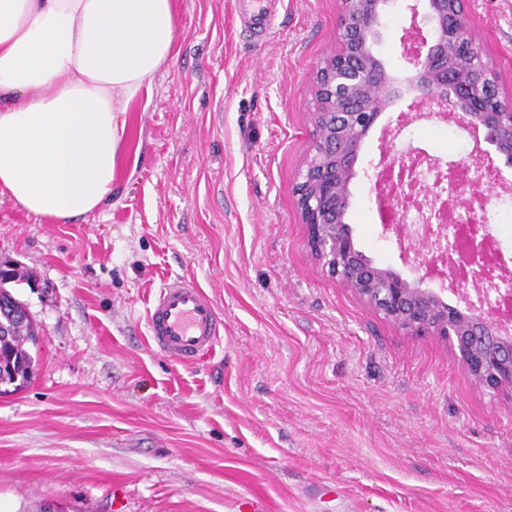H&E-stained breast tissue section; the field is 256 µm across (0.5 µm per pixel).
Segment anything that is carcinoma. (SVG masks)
Returning <instances> with one entry per match:
<instances>
[{"instance_id": "cac0c4a2", "label": "carcinoma", "mask_w": 512, "mask_h": 512, "mask_svg": "<svg viewBox=\"0 0 512 512\" xmlns=\"http://www.w3.org/2000/svg\"><path fill=\"white\" fill-rule=\"evenodd\" d=\"M32 275L20 269L0 271V311L20 309V301L5 288L11 281H30ZM37 344V329L32 318L21 326L6 332L0 330V386H11L18 390L25 386L34 374L38 359L26 348Z\"/></svg>"}]
</instances>
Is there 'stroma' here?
<instances>
[{
  "mask_svg": "<svg viewBox=\"0 0 512 512\" xmlns=\"http://www.w3.org/2000/svg\"><path fill=\"white\" fill-rule=\"evenodd\" d=\"M235 0H174L180 33L127 112L111 201L37 220L0 201V268L39 328L36 374L0 394V512H512V399L472 380L436 334L410 335L321 266L293 184L311 147L316 72L339 45L340 0H278L273 32ZM472 31L512 93V0H468ZM402 0L377 47L408 74ZM393 100L365 138L347 222L404 271L383 229L381 156H469L492 172L485 216L512 277V166L452 120ZM195 279L224 333L179 363L148 306Z\"/></svg>",
  "mask_w": 512,
  "mask_h": 512,
  "instance_id": "35a3bbf8",
  "label": "stroma"
}]
</instances>
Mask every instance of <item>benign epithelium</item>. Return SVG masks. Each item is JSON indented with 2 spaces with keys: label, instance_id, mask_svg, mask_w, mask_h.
I'll list each match as a JSON object with an SVG mask.
<instances>
[{
  "label": "benign epithelium",
  "instance_id": "7a95c632",
  "mask_svg": "<svg viewBox=\"0 0 512 512\" xmlns=\"http://www.w3.org/2000/svg\"><path fill=\"white\" fill-rule=\"evenodd\" d=\"M392 0H340L341 46L317 72L311 151L292 186L309 245L327 272L399 328L432 332L448 341L476 382L512 393V294L498 291L502 258L485 216L489 171L480 163L430 160L435 187L414 177L417 156L380 158L370 179L378 195L400 209L430 212L427 254L414 252L404 275L373 262L354 241L346 222L350 184L362 143L395 97L413 95L422 118L451 117L483 131L484 140L512 164V95L472 35L467 0H412L403 56L413 71L391 75L375 47ZM460 288L459 304L447 303L445 282ZM472 286L474 294L466 291Z\"/></svg>",
  "mask_w": 512,
  "mask_h": 512
}]
</instances>
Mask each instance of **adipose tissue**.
<instances>
[{"label":"adipose tissue","instance_id":"ef3b65f1","mask_svg":"<svg viewBox=\"0 0 512 512\" xmlns=\"http://www.w3.org/2000/svg\"><path fill=\"white\" fill-rule=\"evenodd\" d=\"M176 36L172 0H0V198L64 223L111 199L128 106Z\"/></svg>","mask_w":512,"mask_h":512}]
</instances>
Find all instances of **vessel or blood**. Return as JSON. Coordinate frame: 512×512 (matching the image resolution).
<instances>
[{
	"label": "vessel or blood",
	"mask_w": 512,
	"mask_h": 512,
	"mask_svg": "<svg viewBox=\"0 0 512 512\" xmlns=\"http://www.w3.org/2000/svg\"><path fill=\"white\" fill-rule=\"evenodd\" d=\"M271 0H235L236 11L255 30L270 29ZM223 321L214 301L192 279H168L148 310L149 336L162 354L193 364L211 354L220 338Z\"/></svg>",
	"instance_id": "1"
}]
</instances>
